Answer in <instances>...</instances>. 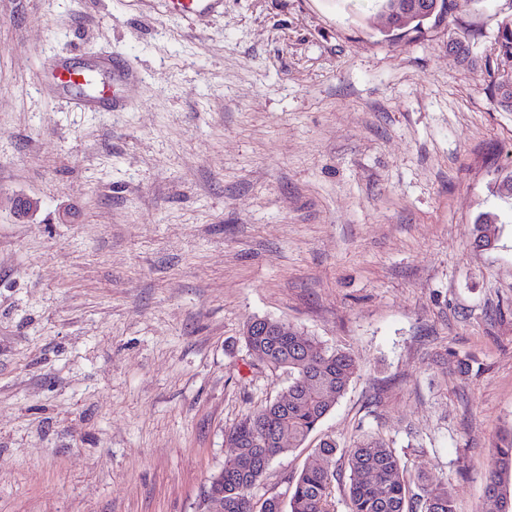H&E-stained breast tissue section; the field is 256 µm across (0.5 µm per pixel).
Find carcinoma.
Here are the masks:
<instances>
[{
  "label": "carcinoma",
  "mask_w": 512,
  "mask_h": 512,
  "mask_svg": "<svg viewBox=\"0 0 512 512\" xmlns=\"http://www.w3.org/2000/svg\"><path fill=\"white\" fill-rule=\"evenodd\" d=\"M380 11L397 29H420L423 20L397 9L396 0H379ZM472 0H430L434 15L452 14ZM498 57L512 59V17L500 24ZM512 71L499 74L494 93L500 105L512 112ZM499 216L483 212L474 231L494 233ZM250 352L273 369H285L290 376L287 389L274 400L255 409L230 429L236 456L224 462V512H330L334 483L341 482L334 457L336 443L325 440L315 449V459L294 478L288 492V510L268 498L257 504L253 489L272 461L301 447L346 392L357 372L353 357L340 349L298 330L296 336H272L255 332L243 335ZM348 477L344 494L348 512H456L448 486L433 483L421 472L411 473L396 450L384 441L363 438L347 456ZM512 476V429L501 432L493 448L485 494L497 512L509 501L504 477Z\"/></svg>",
  "instance_id": "carcinoma-1"
}]
</instances>
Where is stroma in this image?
Instances as JSON below:
<instances>
[{
	"label": "stroma",
	"mask_w": 512,
	"mask_h": 512,
	"mask_svg": "<svg viewBox=\"0 0 512 512\" xmlns=\"http://www.w3.org/2000/svg\"><path fill=\"white\" fill-rule=\"evenodd\" d=\"M512 0L384 31L375 0H0V512H204L236 423L288 374L271 318L358 372L253 491L366 435L488 512L512 428V112L492 87ZM127 61L123 109L39 84ZM40 207L16 217L14 196ZM497 211L492 248L474 221ZM468 370H460L459 362ZM166 12L179 14L191 20L215 12L223 5L222 0H163ZM508 475L512 476V428L502 431L497 436L485 489L487 499L495 504L498 512L512 511V494L507 490L504 480ZM508 500L511 508L508 507L507 511H502Z\"/></svg>",
	"instance_id": "stroma-1"
}]
</instances>
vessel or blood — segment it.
Masks as SVG:
<instances>
[{"instance_id":"obj_1","label":"vessel or blood","mask_w":512,"mask_h":512,"mask_svg":"<svg viewBox=\"0 0 512 512\" xmlns=\"http://www.w3.org/2000/svg\"><path fill=\"white\" fill-rule=\"evenodd\" d=\"M223 0H163L165 11L189 19L201 18L219 9ZM132 75L129 67L103 58L94 65L79 68L68 60L57 59L47 77L50 86L68 103L84 109L112 106L118 99L116 89Z\"/></svg>"}]
</instances>
